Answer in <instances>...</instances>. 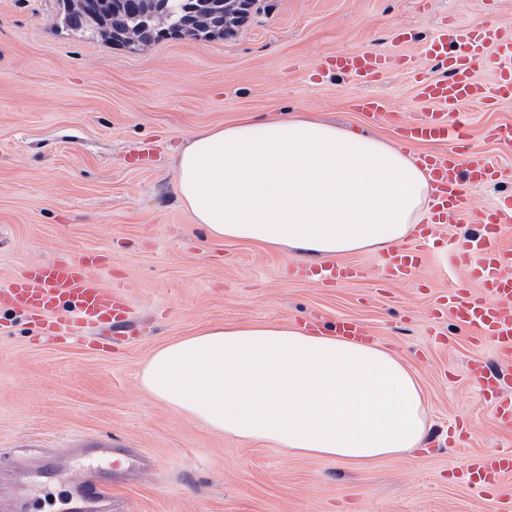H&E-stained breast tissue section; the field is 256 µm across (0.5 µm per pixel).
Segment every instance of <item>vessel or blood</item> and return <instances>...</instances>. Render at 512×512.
I'll return each instance as SVG.
<instances>
[{"instance_id":"b4317fda","label":"vessel or blood","mask_w":512,"mask_h":512,"mask_svg":"<svg viewBox=\"0 0 512 512\" xmlns=\"http://www.w3.org/2000/svg\"><path fill=\"white\" fill-rule=\"evenodd\" d=\"M423 53L444 65L447 73L437 80H419L421 97L434 107L403 126L401 133L406 144L424 149L422 163L438 189L431 208L433 223L454 224L467 207L465 186L495 180L499 167L491 156L471 148L463 128L453 124L451 116L466 102L493 106L512 98V33L489 21L472 27L449 24L427 42ZM326 65L369 83L382 75L387 59L375 51H358L327 59ZM479 71L492 72V81H475L473 75ZM436 143L444 144V152H433ZM511 223L512 205L492 210L482 232L462 244V262L480 282L484 297L457 288L442 298L439 308L448 319L496 342L504 361L500 372L486 370L476 360L467 368L479 392L496 399L492 414L506 430L512 429V401L499 400L498 395L512 384V245L504 242L500 227ZM421 261V254L402 248L388 257L386 265L390 276L406 279ZM96 262L94 255L83 254L30 268L21 278L0 286V308L24 313L47 343L117 318L125 310L123 298L118 290L101 287L90 274ZM300 274L334 283L354 278L357 271L350 265L330 263L302 268ZM467 471L471 482L494 488L512 473V450L473 456Z\"/></svg>"}]
</instances>
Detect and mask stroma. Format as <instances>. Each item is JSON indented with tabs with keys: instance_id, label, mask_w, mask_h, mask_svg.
Returning a JSON list of instances; mask_svg holds the SVG:
<instances>
[{
	"instance_id": "1",
	"label": "stroma",
	"mask_w": 512,
	"mask_h": 512,
	"mask_svg": "<svg viewBox=\"0 0 512 512\" xmlns=\"http://www.w3.org/2000/svg\"><path fill=\"white\" fill-rule=\"evenodd\" d=\"M483 0H260L232 38L167 36L132 50L70 30L58 0H0V282L85 251L102 287L121 283L122 320L45 345L23 317L0 313V512H67L68 488L112 489L100 512H504L512 474L494 491L465 477L471 456L512 448V430L467 375L498 368L494 343L434 317L449 288L478 291L454 257L486 214L512 198V148L492 129L512 102L459 107L470 143L500 176L465 189L463 222L431 227L408 280L378 253L346 257L356 278H297L293 261L211 239L180 205L174 161L192 131L248 117L310 112L398 142L358 104L379 98L402 122L427 104L416 77L441 66L421 50L444 21L485 20ZM385 53L360 85L324 68L347 52ZM349 317L396 350L430 399L426 448L367 469L284 455L211 431L142 392L159 345L224 322L323 327Z\"/></svg>"
}]
</instances>
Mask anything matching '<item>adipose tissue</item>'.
Returning a JSON list of instances; mask_svg holds the SVG:
<instances>
[{
  "instance_id": "obj_1",
  "label": "adipose tissue",
  "mask_w": 512,
  "mask_h": 512,
  "mask_svg": "<svg viewBox=\"0 0 512 512\" xmlns=\"http://www.w3.org/2000/svg\"><path fill=\"white\" fill-rule=\"evenodd\" d=\"M180 204L218 240L320 265L405 244L434 201L413 153L311 114L191 132L175 160ZM140 388L243 442L366 468L423 448L417 373L381 342L222 323L156 348Z\"/></svg>"
}]
</instances>
